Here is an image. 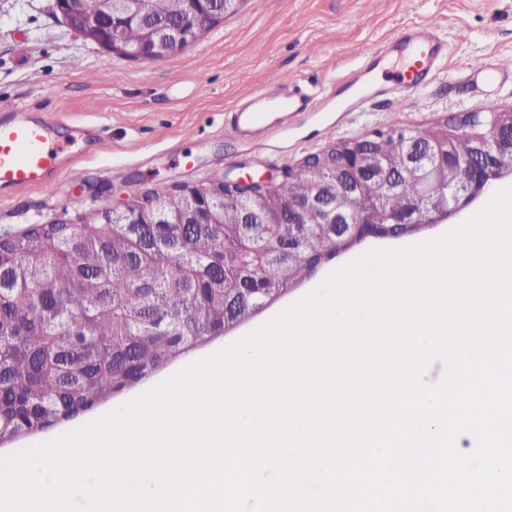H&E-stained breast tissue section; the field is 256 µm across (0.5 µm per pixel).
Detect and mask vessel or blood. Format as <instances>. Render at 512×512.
I'll use <instances>...</instances> for the list:
<instances>
[{
    "instance_id": "1",
    "label": "vessel or blood",
    "mask_w": 512,
    "mask_h": 512,
    "mask_svg": "<svg viewBox=\"0 0 512 512\" xmlns=\"http://www.w3.org/2000/svg\"><path fill=\"white\" fill-rule=\"evenodd\" d=\"M446 55L447 46L435 29L427 24L416 25L366 52L362 67L349 75L348 83L356 85L363 75L371 73L380 57H406L410 60L407 69L390 74L389 79L399 90H415L435 77ZM327 101V96L312 97L280 82L255 92L251 100L230 112L224 132L245 142H255L284 128L300 114L320 111ZM56 122L53 116L22 111L0 116L1 194L54 185L61 174L65 151L54 138Z\"/></svg>"
}]
</instances>
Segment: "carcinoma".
Segmentation results:
<instances>
[{"mask_svg":"<svg viewBox=\"0 0 512 512\" xmlns=\"http://www.w3.org/2000/svg\"><path fill=\"white\" fill-rule=\"evenodd\" d=\"M146 23L130 19L124 49H137L152 25L194 27L188 0H143ZM416 141L465 161L481 152L478 137L448 134V122L401 125L367 136L365 161L397 168L401 144ZM339 146L310 156L288 181L241 197L219 185L210 224H183L189 201L177 191L147 197L155 223L135 224L107 205L75 224H31L0 235V437L15 443L102 408L203 349L282 300L318 269L363 242L355 226L338 235L322 215L296 231L258 224L263 212L323 184L351 216L365 205L381 213L415 199L414 224L378 225L379 237L429 226L430 208L453 209L455 188L426 172L398 174L392 189L359 182L338 164ZM180 223H174V220Z\"/></svg>","mask_w":512,"mask_h":512,"instance_id":"carcinoma-1","label":"carcinoma"}]
</instances>
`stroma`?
Wrapping results in <instances>:
<instances>
[{"mask_svg": "<svg viewBox=\"0 0 512 512\" xmlns=\"http://www.w3.org/2000/svg\"><path fill=\"white\" fill-rule=\"evenodd\" d=\"M429 23L448 46L422 92L377 95L363 111L302 116L262 145L224 137L234 106L273 81L335 90L364 49L399 28ZM512 59V0H246L235 16L160 61L107 53L73 31L53 0H0V115L58 113L64 171L49 188L0 195V233L73 222L153 191L245 174L280 182L341 140L400 124L426 127L468 112L512 111V76L486 77Z\"/></svg>", "mask_w": 512, "mask_h": 512, "instance_id": "35a3bbf8", "label": "stroma"}]
</instances>
